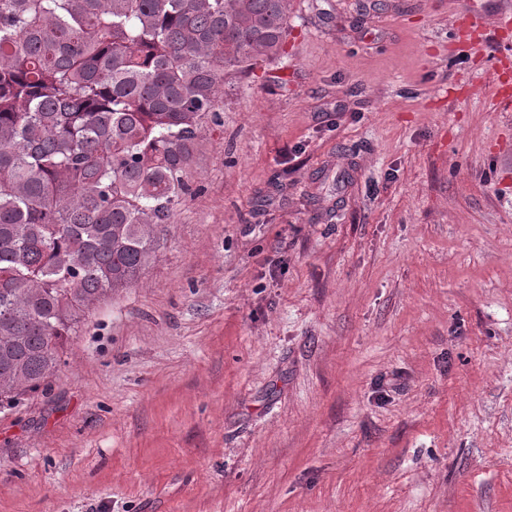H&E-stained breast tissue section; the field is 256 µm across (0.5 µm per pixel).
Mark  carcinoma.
I'll list each match as a JSON object with an SVG mask.
<instances>
[{"mask_svg": "<svg viewBox=\"0 0 512 512\" xmlns=\"http://www.w3.org/2000/svg\"><path fill=\"white\" fill-rule=\"evenodd\" d=\"M288 3L0 0V409L156 258L199 119L278 57Z\"/></svg>", "mask_w": 512, "mask_h": 512, "instance_id": "carcinoma-1", "label": "carcinoma"}]
</instances>
